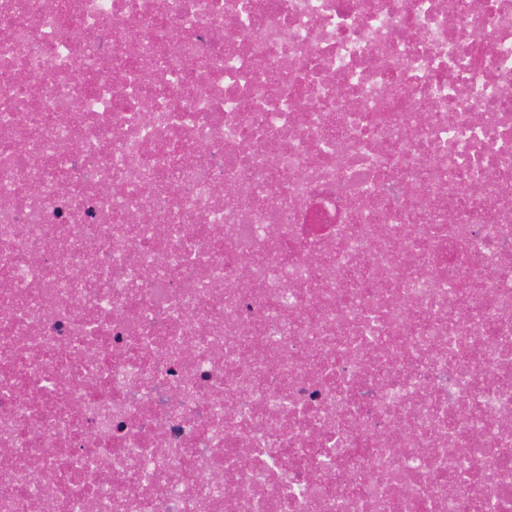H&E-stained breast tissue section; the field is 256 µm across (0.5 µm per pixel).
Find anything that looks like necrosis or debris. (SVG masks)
I'll return each instance as SVG.
<instances>
[{"instance_id":"obj_1","label":"necrosis or debris","mask_w":512,"mask_h":512,"mask_svg":"<svg viewBox=\"0 0 512 512\" xmlns=\"http://www.w3.org/2000/svg\"><path fill=\"white\" fill-rule=\"evenodd\" d=\"M0 448V512H512V0H0Z\"/></svg>"}]
</instances>
